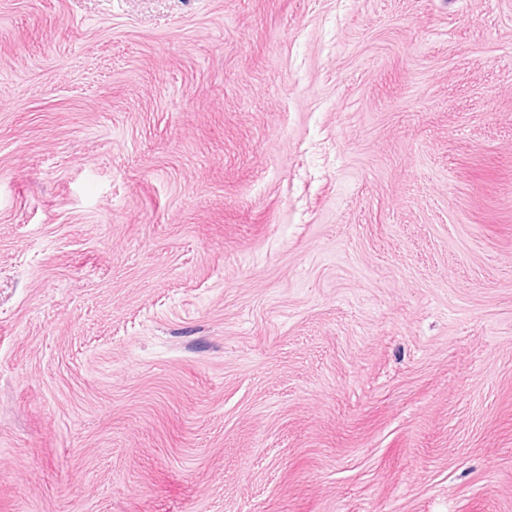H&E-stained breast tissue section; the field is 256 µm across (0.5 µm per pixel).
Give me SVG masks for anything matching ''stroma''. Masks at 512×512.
Instances as JSON below:
<instances>
[{
	"label": "stroma",
	"instance_id": "35a3bbf8",
	"mask_svg": "<svg viewBox=\"0 0 512 512\" xmlns=\"http://www.w3.org/2000/svg\"><path fill=\"white\" fill-rule=\"evenodd\" d=\"M0 512H512V0H0Z\"/></svg>",
	"mask_w": 512,
	"mask_h": 512
}]
</instances>
